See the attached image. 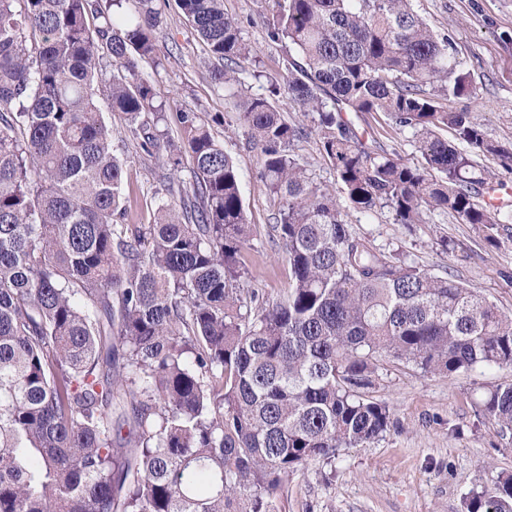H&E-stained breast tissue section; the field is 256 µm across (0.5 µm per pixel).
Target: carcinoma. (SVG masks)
<instances>
[{
	"label": "carcinoma",
	"instance_id": "carcinoma-1",
	"mask_svg": "<svg viewBox=\"0 0 512 512\" xmlns=\"http://www.w3.org/2000/svg\"><path fill=\"white\" fill-rule=\"evenodd\" d=\"M268 41L288 48L269 95L238 120L280 198L276 240L290 281L270 300L246 287L254 229L240 173L191 110L165 105L139 66L156 62V0H0V512H281L288 475L394 426L369 397L385 362L452 378L512 369V316L352 231L336 192L396 224L452 213L491 246L512 209L480 202L512 150L439 100L474 88L452 39L410 0H270ZM236 83L252 55L224 0H176ZM96 24L90 25L89 19ZM116 72L96 88L99 48ZM278 97L313 116L288 121ZM141 148L190 179L164 188L150 224H125V162L100 101ZM348 112H381L419 143L411 166L373 150ZM451 130L454 140L440 135ZM338 190L290 147L310 134ZM512 434V381L481 394ZM512 512V473L464 501Z\"/></svg>",
	"mask_w": 512,
	"mask_h": 512
}]
</instances>
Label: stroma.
<instances>
[{
	"label": "stroma",
	"mask_w": 512,
	"mask_h": 512,
	"mask_svg": "<svg viewBox=\"0 0 512 512\" xmlns=\"http://www.w3.org/2000/svg\"><path fill=\"white\" fill-rule=\"evenodd\" d=\"M163 23L156 33L159 66L142 74L160 101L198 112L220 113L223 124L210 131L237 164L248 220L257 234L246 253L250 287L275 298L288 286V264L277 255L270 230L279 201L259 178V153L249 146L247 128L236 120L234 101L210 78L215 65L199 34L184 20L175 0H157ZM414 10L438 35L451 37L475 94L444 102L449 111L472 112L489 137L512 146V0H413ZM260 0H224V10L243 22V37L255 54L238 78L244 95L267 93V75L280 71L282 49L270 43L258 17ZM113 144L127 165V221L148 224L169 167L144 152L129 137L123 119L107 114ZM359 135L402 162H423L418 143L399 132L380 112L352 115ZM343 212L357 234L376 246L395 250L440 276H454L512 315V239L488 247L473 225L452 214L434 213L428 223H394L388 210L371 215L351 207ZM512 370H478L448 377L388 364L372 392L389 405L394 428L364 448H346L331 463H316L291 473L281 490L287 512H461L462 501L478 489L485 469L512 472V437L498 434L495 420L478 411L481 392Z\"/></svg>",
	"instance_id": "stroma-1"
}]
</instances>
